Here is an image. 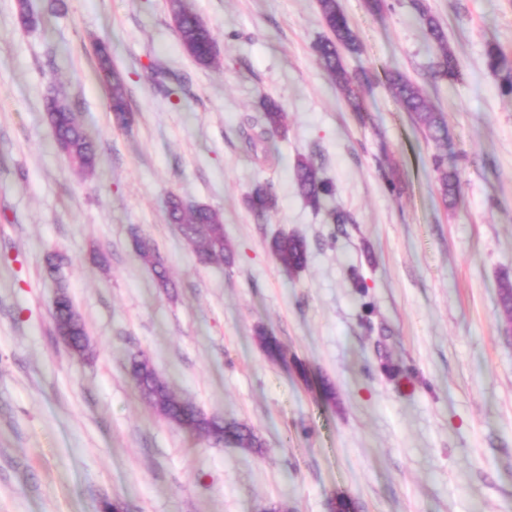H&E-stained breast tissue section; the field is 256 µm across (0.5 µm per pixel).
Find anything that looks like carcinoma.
<instances>
[{"mask_svg":"<svg viewBox=\"0 0 512 512\" xmlns=\"http://www.w3.org/2000/svg\"><path fill=\"white\" fill-rule=\"evenodd\" d=\"M320 15L331 36L316 46L319 61L324 70L345 93L351 109H363L362 97L352 87L341 51L356 52L360 41L351 27L339 0H318ZM171 19L182 50L199 65L207 68L218 65L214 53L215 37L193 10L188 0H169ZM420 24L438 50L432 64L436 80H454L459 77L458 62L448 47L447 35L439 22L429 11L418 10ZM487 70L500 79L503 93L512 95V61L500 45L490 43L484 51ZM99 82L108 95L109 109L115 126L124 128L132 120L127 101L125 81L113 65L112 58L104 48L99 49ZM387 85L403 111L410 114L425 138L440 144L447 138L445 123L439 111L428 101L421 88L400 72L387 76ZM46 119L56 146L67 150L72 164L81 172H91L96 166V147L85 133L75 106L57 97L51 98L45 106ZM263 128L258 141L250 142L255 148L262 144L263 152L271 154L269 143L287 131V115L282 106L273 99L264 102L262 113ZM434 164L440 171V190L444 199L455 204L460 193L457 172L444 168V158L437 154ZM293 180L298 195L314 210L327 212L331 223L345 224L348 216L331 205L335 189L331 181L321 176V167L311 157L297 159ZM250 210L259 218L275 210L277 195L269 183L256 184L247 195ZM166 210L171 223L180 227L181 232L198 256L205 263L229 265L233 259L230 243L224 238V218L216 209L207 205H187L178 196L166 200ZM133 250L138 260L151 267L158 285L169 287L168 271L151 241L139 235L133 238ZM269 251L275 261L291 273L303 270L309 257L304 238L297 235L275 236L269 242ZM499 306L505 325L512 326V278L502 277L499 288ZM53 319L55 327L68 328L69 350H80L88 355L90 342L84 325L75 311L66 291L58 293ZM260 344L266 356L272 360L281 357V347L276 337L260 332ZM129 375L151 407L170 423L198 435L204 434L218 441L224 440L240 448L259 451L262 442L254 431L240 423L224 422L207 417L194 404L177 398L168 384L156 373L150 359L143 354L131 359Z\"/></svg>","mask_w":512,"mask_h":512,"instance_id":"carcinoma-1","label":"carcinoma"}]
</instances>
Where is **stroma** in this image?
<instances>
[{
    "instance_id": "stroma-1",
    "label": "stroma",
    "mask_w": 512,
    "mask_h": 512,
    "mask_svg": "<svg viewBox=\"0 0 512 512\" xmlns=\"http://www.w3.org/2000/svg\"><path fill=\"white\" fill-rule=\"evenodd\" d=\"M415 0L371 13L339 0L361 47L344 65L351 112L315 52L317 0H192L220 49L182 50L167 0H0V512H512V333L499 280L512 276V96L485 67L512 58V0H422L462 76L434 81L436 49ZM107 46L134 122L113 127L96 78ZM405 73L442 113L461 196L447 205L427 141L389 91ZM75 104L97 145L93 174L52 144L44 107ZM287 114L273 158L248 152L264 98ZM313 156L332 180L331 223L296 193ZM398 192H390L388 181ZM272 184L257 219L245 196ZM176 195L224 217L232 266L205 264L167 221ZM155 243L158 287L130 233ZM297 234L291 274L269 240ZM107 257L92 263L91 248ZM59 266L46 278L48 262ZM66 288L92 354L70 353L52 310ZM278 338L270 360L258 329ZM146 353L175 396L254 429L255 453L172 425L127 374ZM484 58L487 70L495 77H499L502 92L512 95V61L508 59L500 45L488 44ZM268 247L275 261L291 273L303 270L308 263L309 249L303 237L297 235L275 236L269 242Z\"/></svg>"
}]
</instances>
